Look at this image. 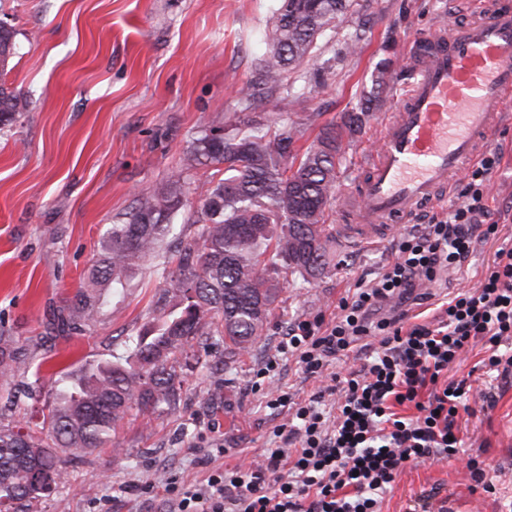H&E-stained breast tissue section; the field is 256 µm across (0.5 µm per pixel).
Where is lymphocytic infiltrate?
I'll list each match as a JSON object with an SVG mask.
<instances>
[{"mask_svg":"<svg viewBox=\"0 0 512 512\" xmlns=\"http://www.w3.org/2000/svg\"><path fill=\"white\" fill-rule=\"evenodd\" d=\"M500 159L497 150L485 152L460 205L404 229L392 260L358 280L333 318L290 323L260 374L276 373L286 357L319 377L354 350L359 368L302 401L286 391L271 396L266 408L289 418L272 429L264 460L212 471L190 486L169 481L163 512H382L407 462L458 454V420L475 409L468 379L449 380V366L480 344L487 375L512 376V243L497 249L480 287L441 301L433 320L409 323L379 310L390 299L408 300L419 282L463 269L477 242L497 236L498 224L482 219Z\"/></svg>","mask_w":512,"mask_h":512,"instance_id":"lymphocytic-infiltrate-1","label":"lymphocytic infiltrate"}]
</instances>
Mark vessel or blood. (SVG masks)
Returning <instances> with one entry per match:
<instances>
[{
    "instance_id": "b4317fda",
    "label": "vessel or blood",
    "mask_w": 512,
    "mask_h": 512,
    "mask_svg": "<svg viewBox=\"0 0 512 512\" xmlns=\"http://www.w3.org/2000/svg\"><path fill=\"white\" fill-rule=\"evenodd\" d=\"M407 66L406 92L380 124L378 149L364 157L362 193L339 200L352 217L334 227L342 245L387 242L396 222L437 201L512 119V8L422 39Z\"/></svg>"
}]
</instances>
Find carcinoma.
<instances>
[{"mask_svg": "<svg viewBox=\"0 0 512 512\" xmlns=\"http://www.w3.org/2000/svg\"><path fill=\"white\" fill-rule=\"evenodd\" d=\"M350 6L351 0H276L257 64L262 89L275 93L287 69L309 58L318 36ZM13 54L15 33L0 26V64ZM389 72L379 64L369 91L341 121L324 125L301 155L291 151L299 130L273 129L262 119L244 120L222 135L201 131L168 183L141 195L126 220L111 225L85 289L58 317L59 326L83 332L94 325L105 303L101 291L123 297L127 273L150 259L170 278L175 303L157 308L111 360L63 375L46 432L0 424V505L50 492L63 478L64 458H81L112 441L125 415L176 409L179 370L192 361L207 365L221 342L224 368L232 370L233 358L249 348L275 309L281 281L305 282L330 264L335 238L324 215L336 200L345 138L362 129ZM26 108L23 96L0 86V125ZM219 165L224 177L201 199L196 238L180 244L170 273L164 245L177 235L173 217L184 206V172ZM20 357L11 338L0 335L1 379L13 375Z\"/></svg>", "mask_w": 512, "mask_h": 512, "instance_id": "obj_1", "label": "carcinoma"}]
</instances>
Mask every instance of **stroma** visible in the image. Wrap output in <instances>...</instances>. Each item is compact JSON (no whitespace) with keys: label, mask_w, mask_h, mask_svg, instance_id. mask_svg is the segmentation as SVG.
Listing matches in <instances>:
<instances>
[{"label":"stroma","mask_w":512,"mask_h":512,"mask_svg":"<svg viewBox=\"0 0 512 512\" xmlns=\"http://www.w3.org/2000/svg\"><path fill=\"white\" fill-rule=\"evenodd\" d=\"M275 0H0V22L15 33L17 52L0 84L23 95L26 112L0 127V334L25 357L0 382V423H41L60 372L109 359L128 334L148 324L167 284L144 262L124 299L104 309L90 332L60 333L52 318L83 290L102 235L122 221L141 191L163 186L197 132L259 116L279 128H300L294 152H304L327 122L354 107L377 62L392 60L390 81L362 131L347 148L337 193L359 190V161L374 146L378 123L408 83L403 63L442 24L472 21L478 0H355L316 41L309 62L288 73L285 93L309 99L305 112L279 110L275 99L250 93L261 34ZM363 40L349 50L350 37ZM320 72L319 81L310 73ZM493 147L502 159L487 185L490 219L499 237L477 243L468 268L447 287L417 286L437 298L475 288L505 236L512 234V125ZM212 171L188 170L184 208L174 218L182 239L195 237L188 218ZM391 256L378 248H337L336 263L309 283L285 288L266 331L232 371L220 357L182 374V401L173 411L120 421L114 446L67 465L49 495L21 512H157L169 479L189 486L216 468L262 459L279 417L265 395L283 387L305 397L319 380L282 361L273 379L256 372L275 354L288 322L333 313L338 299ZM474 348L449 372L469 377L483 406L465 417L464 453L409 466L395 478L382 512H505L512 503V378L487 377ZM223 455H216V448ZM480 455L499 488L473 490L469 455Z\"/></svg>","instance_id":"1"}]
</instances>
